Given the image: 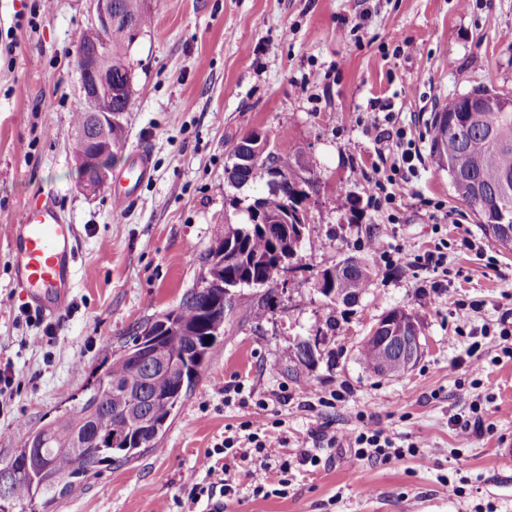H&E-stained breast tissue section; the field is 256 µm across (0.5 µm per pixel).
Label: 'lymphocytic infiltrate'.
I'll list each match as a JSON object with an SVG mask.
<instances>
[{
	"instance_id": "lymphocytic-infiltrate-1",
	"label": "lymphocytic infiltrate",
	"mask_w": 512,
	"mask_h": 512,
	"mask_svg": "<svg viewBox=\"0 0 512 512\" xmlns=\"http://www.w3.org/2000/svg\"><path fill=\"white\" fill-rule=\"evenodd\" d=\"M369 125L376 130L377 154H395L389 169L374 167L367 176L370 199L376 207L396 204L393 191L397 181L407 180L414 173V161L418 159L414 140L408 139L404 127H382L378 115H371ZM496 354L497 358L512 360V321L501 318L497 329L486 330L480 341L474 342L469 351V368L473 377H481L486 368L485 357ZM268 425L260 419L241 423L237 434L225 437L221 443L207 449L197 465L196 472L185 478L180 497L173 503L164 504L161 512H172L173 507L184 512H224L228 502L238 495L236 473L246 468L256 494L273 493L277 497L288 495V474L293 464L318 466L321 458L313 449L304 448L294 458L271 459L266 451ZM424 439L397 444L391 430L379 425H363L349 433H332L327 437L328 448H350L354 460L389 463L415 455L427 447Z\"/></svg>"
}]
</instances>
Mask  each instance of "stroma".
I'll list each match as a JSON object with an SVG mask.
<instances>
[{
    "instance_id": "35a3bbf8",
    "label": "stroma",
    "mask_w": 512,
    "mask_h": 512,
    "mask_svg": "<svg viewBox=\"0 0 512 512\" xmlns=\"http://www.w3.org/2000/svg\"><path fill=\"white\" fill-rule=\"evenodd\" d=\"M152 25L129 52L131 103L122 117L130 151L149 143L154 177L133 208L110 194L80 189L71 130L85 102L75 65L79 37L94 23L89 0H0V31L17 14L37 12L36 27L17 32L0 57V292L15 293L8 233L26 203L52 194L79 235L77 277L58 316L53 345L32 346L42 328L19 311L0 310V361H12L18 388L0 410V467L29 431L72 407L113 350L147 318L175 308L202 274V257L228 224H242L241 204L265 194L258 180L236 188L224 178L228 150L254 129L283 150L318 163V192L308 213L315 249L303 250L274 293L233 291L234 310L158 448L89 476L51 512H157L180 495L183 479L206 448L240 422L273 421L272 456L321 449L319 466H294L287 497H258L245 472L227 512H512V463L497 451L512 440V360L488 365L480 414L490 434L459 446L448 419L472 399L467 349L512 309V253L496 246L457 200L431 152L435 112L448 100L485 87L512 92V0H147ZM411 130L423 162L403 190L421 203L376 209L360 172L371 169L373 104ZM442 210H434V203ZM461 214L449 223L447 212ZM473 240L474 249L462 246ZM373 239L419 253L448 242V275L389 265L368 248ZM366 259L375 278L352 305L330 302L319 273L343 258ZM480 300L463 313L455 300ZM265 305L254 319L250 311ZM402 307L420 321L423 352L406 374L364 370L359 352L372 325ZM463 336L449 341L454 328ZM315 343V359L290 351ZM238 385L246 405L228 403ZM333 404L305 408L311 392ZM266 400L259 409L257 400ZM372 415L401 440L428 448L389 464L353 460L349 449L323 450L324 432ZM460 487L449 495L440 478Z\"/></svg>"
}]
</instances>
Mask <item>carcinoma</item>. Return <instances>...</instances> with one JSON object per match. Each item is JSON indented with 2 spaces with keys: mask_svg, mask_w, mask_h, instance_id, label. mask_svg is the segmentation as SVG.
I'll list each match as a JSON object with an SVG mask.
<instances>
[{
  "mask_svg": "<svg viewBox=\"0 0 512 512\" xmlns=\"http://www.w3.org/2000/svg\"><path fill=\"white\" fill-rule=\"evenodd\" d=\"M152 16L145 0H113L112 29L103 40L110 53L103 65L112 81L129 85L131 67L127 52ZM475 89L450 101L433 119L432 154L438 168L448 173L455 197L476 207L477 224L496 245L512 251V96L498 94L501 104L480 112L469 111ZM130 94L123 92L100 103L104 112H125ZM508 111H502L503 107ZM112 137V154L124 145L123 134L113 133L91 121L90 113H76L71 142L74 154L91 151L97 139ZM251 143L243 137L230 145L231 166L227 181L242 187L257 179L268 192L256 198L266 223L229 224L224 238L208 250L204 286H195L179 305L139 327L112 352L104 370L87 385L77 404L53 423L31 431L23 447L14 449L9 465L7 491L0 493V512L46 510L102 467L127 463L142 451L157 447L171 417L193 388L209 359L217 338L224 334L226 312L232 302L224 298V285L272 287L281 280L277 254L288 256L313 245L300 234L295 212L318 192L313 178L316 162L302 153L278 151L268 146L266 161L244 164ZM283 177L271 186L269 175ZM370 267L357 256H347L320 273V292L343 296L342 303H356L373 284ZM176 343V367L150 358L159 349ZM379 344L366 342L360 351L363 368L382 374ZM132 412L140 427L125 432V413Z\"/></svg>",
  "mask_w": 512,
  "mask_h": 512,
  "instance_id": "cac0c4a2",
  "label": "carcinoma"
}]
</instances>
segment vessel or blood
I'll use <instances>...</instances> for the list:
<instances>
[{
  "instance_id": "obj_1",
  "label": "vessel or blood",
  "mask_w": 512,
  "mask_h": 512,
  "mask_svg": "<svg viewBox=\"0 0 512 512\" xmlns=\"http://www.w3.org/2000/svg\"><path fill=\"white\" fill-rule=\"evenodd\" d=\"M152 178L151 149L143 143L133 152L127 172L112 185L113 201L123 207L133 206L139 187ZM78 243L75 225L66 223L48 196L28 204L20 222L12 225V274L17 286L26 292L31 313L52 318L65 309L74 283Z\"/></svg>"
}]
</instances>
